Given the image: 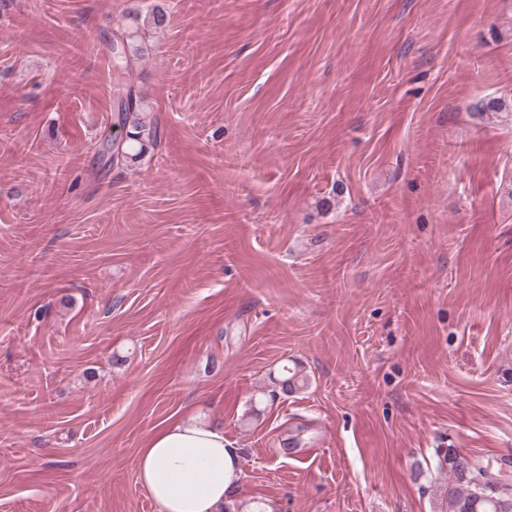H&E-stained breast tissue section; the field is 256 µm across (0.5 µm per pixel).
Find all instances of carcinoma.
Returning <instances> with one entry per match:
<instances>
[{"instance_id":"1","label":"carcinoma","mask_w":512,"mask_h":512,"mask_svg":"<svg viewBox=\"0 0 512 512\" xmlns=\"http://www.w3.org/2000/svg\"><path fill=\"white\" fill-rule=\"evenodd\" d=\"M135 20L142 22V26L133 30L119 22L114 30V34L122 38L123 50L112 52V69L124 75V80L113 90L114 99L118 102L115 130L106 136L102 144V154L112 165L127 166L140 161L157 139L155 118L134 83V68L137 56L142 52V47L137 45L141 29H161L167 18L165 13L156 10L143 17L137 15ZM489 114L512 117V100L492 97L477 104L475 115L482 118ZM281 375L276 387L284 395L301 390L308 384V377L294 367L282 366ZM436 455L437 471L446 475V479L439 486L433 512H506L498 506V499L481 495L466 476V471L476 469L486 479L493 478L512 485V465L480 459L457 448L452 451L439 448Z\"/></svg>"}]
</instances>
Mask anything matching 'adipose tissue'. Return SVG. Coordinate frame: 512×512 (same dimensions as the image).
Listing matches in <instances>:
<instances>
[{
  "instance_id": "adipose-tissue-1",
  "label": "adipose tissue",
  "mask_w": 512,
  "mask_h": 512,
  "mask_svg": "<svg viewBox=\"0 0 512 512\" xmlns=\"http://www.w3.org/2000/svg\"><path fill=\"white\" fill-rule=\"evenodd\" d=\"M241 454L203 417L159 427L139 453L137 479L159 512H222L241 476Z\"/></svg>"
}]
</instances>
